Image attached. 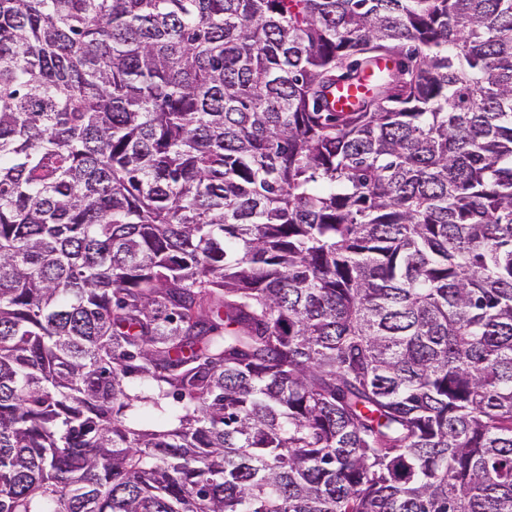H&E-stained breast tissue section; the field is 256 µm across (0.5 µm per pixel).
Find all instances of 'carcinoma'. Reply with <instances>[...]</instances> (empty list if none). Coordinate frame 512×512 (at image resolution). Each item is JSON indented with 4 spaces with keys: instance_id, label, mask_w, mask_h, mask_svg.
Segmentation results:
<instances>
[{
    "instance_id": "carcinoma-1",
    "label": "carcinoma",
    "mask_w": 512,
    "mask_h": 512,
    "mask_svg": "<svg viewBox=\"0 0 512 512\" xmlns=\"http://www.w3.org/2000/svg\"><path fill=\"white\" fill-rule=\"evenodd\" d=\"M0 512H512V0H0ZM362 92H364L363 86L337 85L331 100L334 102L337 111L348 112Z\"/></svg>"
}]
</instances>
